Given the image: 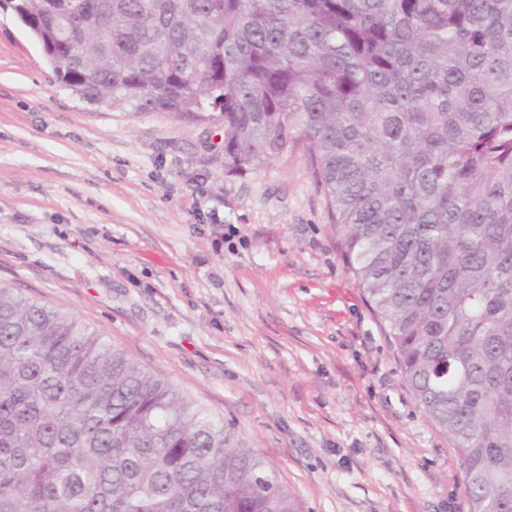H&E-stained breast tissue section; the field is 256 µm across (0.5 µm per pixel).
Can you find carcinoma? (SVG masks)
<instances>
[{"mask_svg": "<svg viewBox=\"0 0 512 512\" xmlns=\"http://www.w3.org/2000/svg\"><path fill=\"white\" fill-rule=\"evenodd\" d=\"M84 101L302 148L403 377L512 512V0H0ZM0 512H301L231 424L0 283Z\"/></svg>", "mask_w": 512, "mask_h": 512, "instance_id": "carcinoma-1", "label": "carcinoma"}]
</instances>
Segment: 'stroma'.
Wrapping results in <instances>:
<instances>
[{
	"label": "stroma",
	"mask_w": 512,
	"mask_h": 512,
	"mask_svg": "<svg viewBox=\"0 0 512 512\" xmlns=\"http://www.w3.org/2000/svg\"><path fill=\"white\" fill-rule=\"evenodd\" d=\"M223 145L82 101L0 11V283L233 424L302 512H470L303 150L234 176Z\"/></svg>",
	"instance_id": "1"
}]
</instances>
